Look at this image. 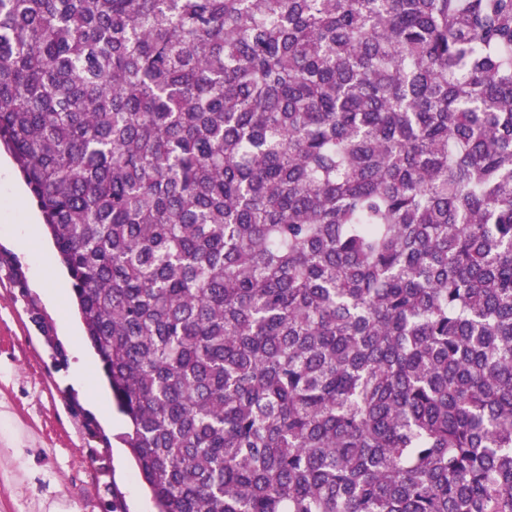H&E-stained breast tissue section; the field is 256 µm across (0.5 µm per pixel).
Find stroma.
I'll list each match as a JSON object with an SVG mask.
<instances>
[{"label": "stroma", "instance_id": "stroma-1", "mask_svg": "<svg viewBox=\"0 0 512 512\" xmlns=\"http://www.w3.org/2000/svg\"><path fill=\"white\" fill-rule=\"evenodd\" d=\"M89 371L75 384L73 369ZM71 279L0 149V512H154Z\"/></svg>", "mask_w": 512, "mask_h": 512}]
</instances>
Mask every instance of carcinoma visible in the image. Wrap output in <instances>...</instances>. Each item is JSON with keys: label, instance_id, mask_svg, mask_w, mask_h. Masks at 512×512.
I'll list each match as a JSON object with an SVG mask.
<instances>
[{"label": "carcinoma", "instance_id": "carcinoma-1", "mask_svg": "<svg viewBox=\"0 0 512 512\" xmlns=\"http://www.w3.org/2000/svg\"><path fill=\"white\" fill-rule=\"evenodd\" d=\"M0 143L156 512H512V0H0Z\"/></svg>", "mask_w": 512, "mask_h": 512}]
</instances>
